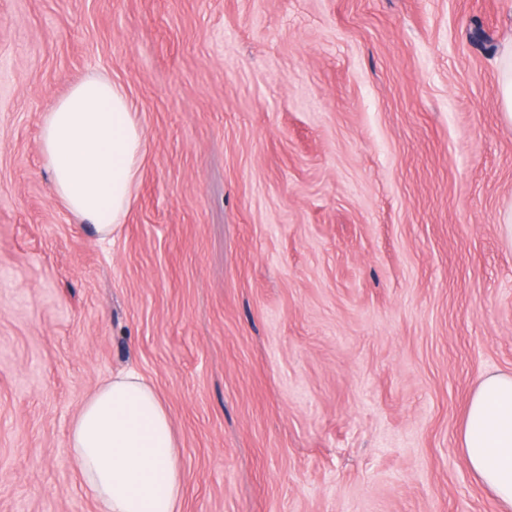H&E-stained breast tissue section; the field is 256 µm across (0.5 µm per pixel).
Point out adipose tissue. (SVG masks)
Returning <instances> with one entry per match:
<instances>
[{
	"mask_svg": "<svg viewBox=\"0 0 512 512\" xmlns=\"http://www.w3.org/2000/svg\"><path fill=\"white\" fill-rule=\"evenodd\" d=\"M125 89L106 77L76 83L42 114L40 152L55 196L107 239L130 210L146 141ZM66 446L99 512H179L180 443L142 375L118 372L73 418ZM460 449L469 471L512 512V373L487 375L469 401Z\"/></svg>",
	"mask_w": 512,
	"mask_h": 512,
	"instance_id": "obj_1",
	"label": "adipose tissue"
}]
</instances>
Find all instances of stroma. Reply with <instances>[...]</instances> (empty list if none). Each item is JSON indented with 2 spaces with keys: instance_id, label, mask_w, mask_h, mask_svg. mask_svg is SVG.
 I'll use <instances>...</instances> for the list:
<instances>
[{
  "instance_id": "1",
  "label": "stroma",
  "mask_w": 512,
  "mask_h": 512,
  "mask_svg": "<svg viewBox=\"0 0 512 512\" xmlns=\"http://www.w3.org/2000/svg\"><path fill=\"white\" fill-rule=\"evenodd\" d=\"M512 0H0V512H97L66 448L135 369L181 512H500L459 433L512 373ZM103 75L147 154L113 239L40 117ZM501 99L505 115L512 120V44L504 46L501 56Z\"/></svg>"
}]
</instances>
